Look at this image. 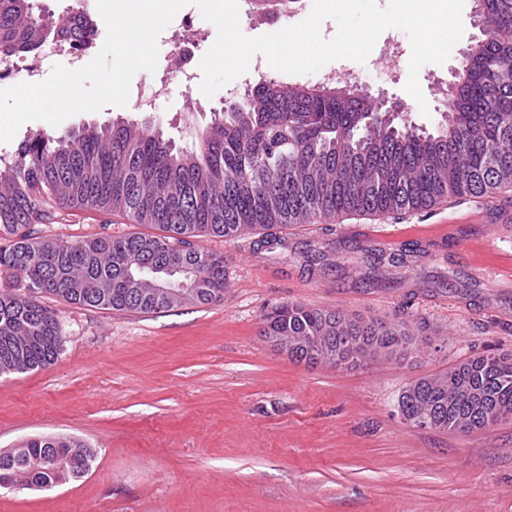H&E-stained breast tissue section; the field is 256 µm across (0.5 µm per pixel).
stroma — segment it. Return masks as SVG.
Here are the masks:
<instances>
[{
    "mask_svg": "<svg viewBox=\"0 0 512 512\" xmlns=\"http://www.w3.org/2000/svg\"><path fill=\"white\" fill-rule=\"evenodd\" d=\"M170 36L158 38L155 72L133 77L162 85L156 111L108 106L63 128L131 117L192 146L224 94L193 90L197 107L184 111V89L168 72ZM455 63L420 69L425 114L405 90L407 68L378 52L336 66L430 127ZM37 231L76 243L157 229L61 209ZM199 245L224 258L221 302L138 314L49 299L62 349L47 367L0 376V448L68 434L98 459L76 483L0 491V512H512V420L439 432L398 410L418 378L512 354V191ZM403 250L407 286L367 285L374 253ZM287 301L386 320L408 312L423 343L407 358L354 369L298 363L259 334L263 314Z\"/></svg>",
    "mask_w": 512,
    "mask_h": 512,
    "instance_id": "obj_1",
    "label": "stroma"
}]
</instances>
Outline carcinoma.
<instances>
[{"mask_svg": "<svg viewBox=\"0 0 512 512\" xmlns=\"http://www.w3.org/2000/svg\"><path fill=\"white\" fill-rule=\"evenodd\" d=\"M479 52L463 64L451 110L433 132L390 121L371 96L282 82L247 92L184 149L133 122L36 131L14 158L0 157V376L57 358L61 329L45 295L71 304L149 314L224 299V257L195 246L274 226L350 213L405 214L450 197L512 190V0H483ZM60 33L96 34L81 17ZM23 0H0V61L41 48ZM59 208L93 209L152 224L156 235L99 236L78 243L35 234ZM262 336L289 358L355 368L419 348L407 320L352 318L281 303ZM401 415H430L433 429L470 432L512 418V357L482 355L411 382ZM97 449L66 434L0 448V482L46 490L87 476Z\"/></svg>", "mask_w": 512, "mask_h": 512, "instance_id": "cac0c4a2", "label": "carcinoma"}]
</instances>
